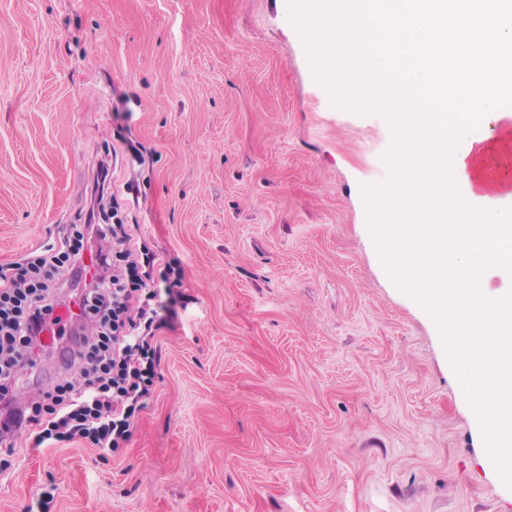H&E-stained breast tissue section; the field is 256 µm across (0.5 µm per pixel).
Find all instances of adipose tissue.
<instances>
[{
	"label": "adipose tissue",
	"mask_w": 512,
	"mask_h": 512,
	"mask_svg": "<svg viewBox=\"0 0 512 512\" xmlns=\"http://www.w3.org/2000/svg\"><path fill=\"white\" fill-rule=\"evenodd\" d=\"M345 2L310 0L302 34L318 43L325 78L366 79L365 103L393 119L403 180L380 215L385 254L426 294L489 459L512 478V181L502 177L512 112L486 104L491 78L512 63V0H369L370 28ZM369 62L393 82L370 80ZM484 122L491 133L473 136Z\"/></svg>",
	"instance_id": "ef3b65f1"
}]
</instances>
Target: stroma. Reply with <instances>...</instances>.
I'll return each instance as SVG.
<instances>
[{
	"instance_id": "1",
	"label": "stroma",
	"mask_w": 512,
	"mask_h": 512,
	"mask_svg": "<svg viewBox=\"0 0 512 512\" xmlns=\"http://www.w3.org/2000/svg\"><path fill=\"white\" fill-rule=\"evenodd\" d=\"M301 0H0V267L83 223L100 161L181 268L129 442L18 439L0 512H512L376 224L388 113L322 78ZM48 348L24 405L62 371Z\"/></svg>"
}]
</instances>
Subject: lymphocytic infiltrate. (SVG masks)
Listing matches in <instances>:
<instances>
[{
    "label": "lymphocytic infiltrate",
    "instance_id": "lymphocytic-infiltrate-1",
    "mask_svg": "<svg viewBox=\"0 0 512 512\" xmlns=\"http://www.w3.org/2000/svg\"><path fill=\"white\" fill-rule=\"evenodd\" d=\"M111 197L112 174L99 167L85 223L67 225L55 246L0 270V431L36 448L80 440L108 452L129 441L154 386L151 341L174 321L182 300L181 271L157 267L154 255L135 244ZM95 236L112 248L98 253L97 273L80 296L83 318L96 324L84 336L57 313L58 276L81 268ZM45 330L58 332L64 362L75 372L17 408L16 376L37 366Z\"/></svg>",
    "mask_w": 512,
    "mask_h": 512
}]
</instances>
